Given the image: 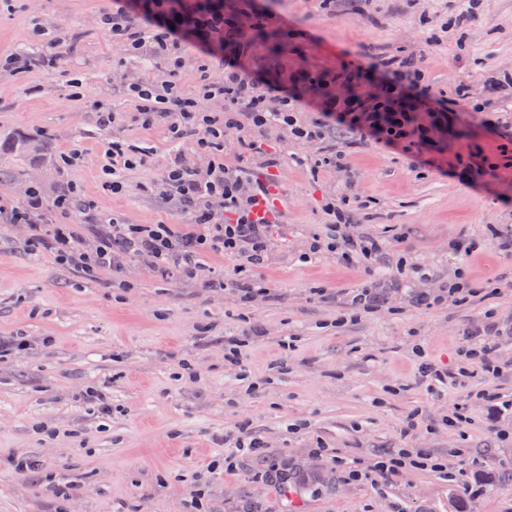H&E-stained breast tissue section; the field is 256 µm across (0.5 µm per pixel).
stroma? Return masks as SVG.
I'll return each mask as SVG.
<instances>
[{
    "label": "stroma",
    "instance_id": "stroma-1",
    "mask_svg": "<svg viewBox=\"0 0 512 512\" xmlns=\"http://www.w3.org/2000/svg\"><path fill=\"white\" fill-rule=\"evenodd\" d=\"M250 15L256 66L268 71L335 70L357 59L415 57L429 87L452 100L465 121L435 139L447 158L480 150L505 153L512 126V88L488 97L489 76L512 75V0H481L474 16L441 31L443 19L466 13L468 0H229ZM111 0H0V56L51 53L53 68L0 69V336L28 337L24 353L0 358V512H450L452 498L472 512H512V412L497 426L476 393L512 402V334L493 340L503 374L492 382L458 373L463 330L492 311L512 323V261L498 253L494 231L512 230V168L500 174H455L419 165L413 150L372 141L348 152L344 168L323 164L316 143L271 128L255 133L278 168L251 157L252 177L268 181L280 211L268 259L257 276L268 297L243 301L233 284L235 258L211 253L194 278L162 275L140 258L122 272L87 276L34 250L8 209L38 188L45 232L70 224L84 249L100 225L182 224L175 202L148 191L175 150L163 124L143 128L137 102L123 87L163 80V64L121 65L123 50L96 18ZM42 36H35L34 27ZM469 89L455 99L457 86ZM110 107L101 128L92 102ZM50 136L53 152L41 138ZM148 147L154 163L120 173L112 191L105 147L112 138ZM79 151L65 171L59 155ZM90 202L85 212L53 207L68 185ZM345 199L348 233L391 246L380 262L348 265L327 250L324 206ZM474 244L455 253V241ZM427 279L390 291L385 307L350 315L347 299L369 281L396 272L399 259ZM464 275L474 289L463 304L431 308L414 292ZM222 279L225 289L212 287ZM327 297H319L318 289ZM260 326L238 365L224 360V340ZM446 383L417 373V349ZM105 393L112 414L92 409ZM418 412L410 437L401 429ZM463 412L457 427L446 419ZM247 425L260 453L235 451L231 436ZM426 450L444 472L411 469L378 488L345 480L335 457L367 468L381 451ZM34 461L22 473L15 462ZM453 480H446V473Z\"/></svg>",
    "mask_w": 512,
    "mask_h": 512
}]
</instances>
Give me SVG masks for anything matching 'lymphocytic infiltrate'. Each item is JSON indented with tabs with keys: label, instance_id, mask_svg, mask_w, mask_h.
<instances>
[{
	"label": "lymphocytic infiltrate",
	"instance_id": "obj_1",
	"mask_svg": "<svg viewBox=\"0 0 512 512\" xmlns=\"http://www.w3.org/2000/svg\"><path fill=\"white\" fill-rule=\"evenodd\" d=\"M113 42L124 50L127 61L160 60L171 70L181 69L185 45L198 51L199 92L203 98L222 99L223 117L198 110L195 99L183 94L173 80L136 81L124 92L138 104L136 120L144 127L167 124L174 138L191 143L203 157V166L189 162L186 154L171 156L163 173L162 195L176 201L190 217L186 224H126L113 222L112 238L92 251L74 253L75 233L59 225L52 239L42 238L33 212L41 202L35 188H27L28 207L13 212L11 220L25 227L62 264L86 274L120 270L125 255L153 259L160 272L176 268L191 275L214 250L246 259L252 266L264 264L271 240L273 209L268 184L245 175V162L256 151L249 133L275 127L301 142L346 139L347 148L373 140L391 149L416 147L422 163L437 159L431 134L437 126H451L463 115L447 107L424 84L414 58L378 60L356 68H342L314 78V85H352L366 76L379 77L383 91L375 97L322 98L314 104L315 117L300 119L301 100L294 95L293 78L269 79L248 65L252 42L238 20L225 17L223 0H112L108 12L97 18ZM221 67V83L210 82L211 68ZM240 130L235 162L224 160V132ZM330 233L326 241H313L310 252L327 249L344 260L379 258L384 242L344 234L351 216L347 209L326 206ZM507 326L495 313H487L479 329L466 332L464 356L477 364L486 377L496 378L501 369L492 358L490 337L504 335Z\"/></svg>",
	"mask_w": 512,
	"mask_h": 512
}]
</instances>
